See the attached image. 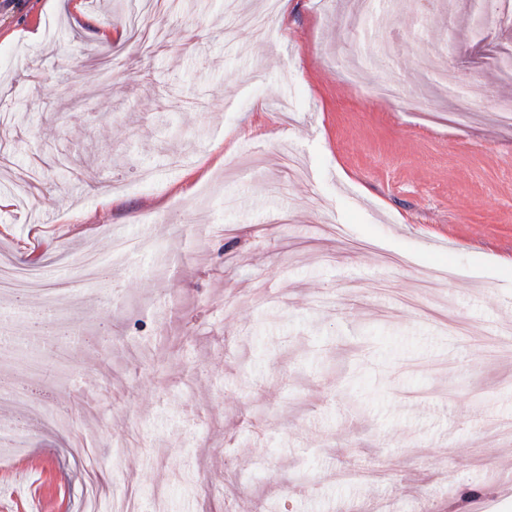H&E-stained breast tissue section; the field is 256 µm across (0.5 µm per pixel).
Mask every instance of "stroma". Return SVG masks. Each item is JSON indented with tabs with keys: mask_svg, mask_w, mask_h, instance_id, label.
<instances>
[{
	"mask_svg": "<svg viewBox=\"0 0 512 512\" xmlns=\"http://www.w3.org/2000/svg\"><path fill=\"white\" fill-rule=\"evenodd\" d=\"M77 2L0 0V512H512V128L427 75L512 101V0ZM445 92L448 98L464 97L467 100L472 101V106L464 110L458 111L459 118L465 121L470 116L474 115L475 112H487L480 109L486 98L490 96V92L483 89L481 86H467L464 87L454 81H446ZM40 273L33 269H18L1 273V288H32L38 284Z\"/></svg>",
	"mask_w": 512,
	"mask_h": 512,
	"instance_id": "1",
	"label": "stroma"
}]
</instances>
